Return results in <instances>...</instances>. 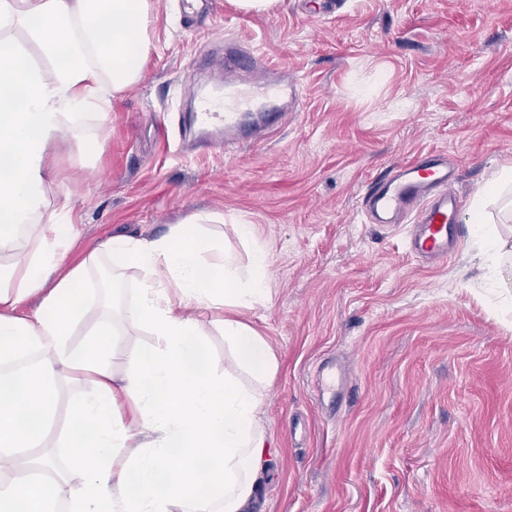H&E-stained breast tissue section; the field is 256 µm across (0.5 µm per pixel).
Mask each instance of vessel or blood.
<instances>
[{
  "label": "vessel or blood",
  "instance_id": "1",
  "mask_svg": "<svg viewBox=\"0 0 512 512\" xmlns=\"http://www.w3.org/2000/svg\"><path fill=\"white\" fill-rule=\"evenodd\" d=\"M247 62L235 47L224 49L225 79L211 84H188L185 95L193 106L192 122L201 140L215 135L225 142H258L264 130L285 126L289 103L298 97L297 83L277 80H233V72ZM457 170L441 153H430L413 163L395 166L390 174L371 181L362 200L365 213L376 224H398L411 218L416 232L407 243L411 253L434 260L447 259L462 235L461 196L455 189ZM322 389L335 392L347 383L345 370L330 362L322 365Z\"/></svg>",
  "mask_w": 512,
  "mask_h": 512
}]
</instances>
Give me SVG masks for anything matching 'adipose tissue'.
<instances>
[{
  "mask_svg": "<svg viewBox=\"0 0 512 512\" xmlns=\"http://www.w3.org/2000/svg\"><path fill=\"white\" fill-rule=\"evenodd\" d=\"M158 0H0V512H253L274 450L259 389L277 357L240 318L270 300L267 250L238 225L248 264L228 252L198 213L158 238L115 237L60 273L75 236L68 205L45 208L48 151L86 113L110 119L112 95L135 87L153 42ZM23 27L46 59L33 63L10 37ZM512 189V165L478 192L468 221L495 277L512 253L486 227L485 203ZM30 245L18 246L19 235ZM112 261L104 298L87 287ZM138 270L127 284V269ZM37 298L32 316L19 303ZM98 327L79 347L69 336L87 314ZM224 334L247 387L215 370L205 338ZM133 330L155 343L113 374L112 351ZM93 391L71 392L77 378ZM70 423L58 434L56 418Z\"/></svg>",
  "mask_w": 512,
  "mask_h": 512,
  "instance_id": "ef3b65f1",
  "label": "adipose tissue"
}]
</instances>
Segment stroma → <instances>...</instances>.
Masks as SVG:
<instances>
[{"mask_svg": "<svg viewBox=\"0 0 512 512\" xmlns=\"http://www.w3.org/2000/svg\"><path fill=\"white\" fill-rule=\"evenodd\" d=\"M284 66L302 100L251 148L192 147L184 86L224 41ZM141 82L112 100L100 151H50L46 207L70 198L71 269L107 239L158 237L196 213L240 262L267 249L271 301L242 319L276 353L264 426L279 450L256 512H512V321L484 285L472 227L447 261L368 223L365 186L444 152L464 205L512 163V0H160ZM349 375L317 401L318 363Z\"/></svg>", "mask_w": 512, "mask_h": 512, "instance_id": "obj_1", "label": "stroma"}]
</instances>
